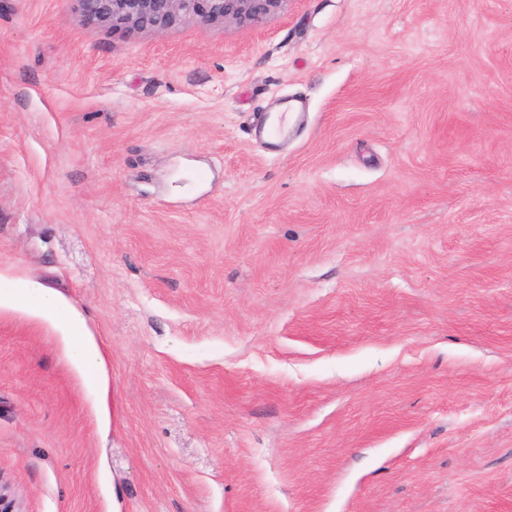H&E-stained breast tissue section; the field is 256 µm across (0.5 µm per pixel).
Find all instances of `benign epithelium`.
<instances>
[{
    "mask_svg": "<svg viewBox=\"0 0 512 512\" xmlns=\"http://www.w3.org/2000/svg\"><path fill=\"white\" fill-rule=\"evenodd\" d=\"M85 25L163 33L180 22L217 28H257L290 0H76Z\"/></svg>",
    "mask_w": 512,
    "mask_h": 512,
    "instance_id": "benign-epithelium-1",
    "label": "benign epithelium"
}]
</instances>
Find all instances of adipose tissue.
Listing matches in <instances>:
<instances>
[{"mask_svg":"<svg viewBox=\"0 0 512 512\" xmlns=\"http://www.w3.org/2000/svg\"><path fill=\"white\" fill-rule=\"evenodd\" d=\"M24 308L49 322L57 331L69 364L82 387L99 405L110 397L107 360L81 312L56 294L27 282L0 281V308Z\"/></svg>","mask_w":512,"mask_h":512,"instance_id":"obj_1","label":"adipose tissue"}]
</instances>
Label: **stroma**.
Returning <instances> with one entry per match:
<instances>
[{"label":"stroma","mask_w":512,"mask_h":512,"mask_svg":"<svg viewBox=\"0 0 512 512\" xmlns=\"http://www.w3.org/2000/svg\"><path fill=\"white\" fill-rule=\"evenodd\" d=\"M0 277L109 359L104 431L0 309L23 512H512V0L161 34L0 0Z\"/></svg>","instance_id":"35a3bbf8"}]
</instances>
